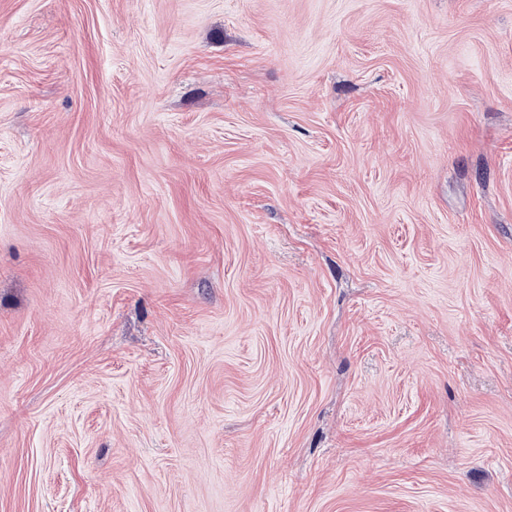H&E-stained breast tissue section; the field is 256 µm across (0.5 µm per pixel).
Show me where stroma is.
<instances>
[{
    "instance_id": "obj_1",
    "label": "stroma",
    "mask_w": 512,
    "mask_h": 512,
    "mask_svg": "<svg viewBox=\"0 0 512 512\" xmlns=\"http://www.w3.org/2000/svg\"><path fill=\"white\" fill-rule=\"evenodd\" d=\"M0 512H512V0H0Z\"/></svg>"
}]
</instances>
